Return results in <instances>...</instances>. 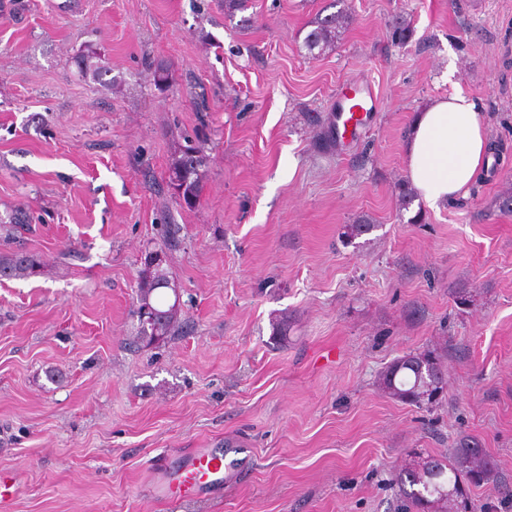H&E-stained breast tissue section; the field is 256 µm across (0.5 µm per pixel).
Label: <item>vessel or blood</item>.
I'll use <instances>...</instances> for the list:
<instances>
[{
    "label": "vessel or blood",
    "mask_w": 512,
    "mask_h": 512,
    "mask_svg": "<svg viewBox=\"0 0 512 512\" xmlns=\"http://www.w3.org/2000/svg\"><path fill=\"white\" fill-rule=\"evenodd\" d=\"M369 117L370 111L366 108L337 112L333 127L339 141L346 144L359 136ZM248 463L245 449L232 444L220 450L191 449L175 465L168 456H160L154 464V495L164 501L178 502L209 494L236 481Z\"/></svg>",
    "instance_id": "b4317fda"
}]
</instances>
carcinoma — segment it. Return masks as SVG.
Listing matches in <instances>:
<instances>
[{"label": "carcinoma", "mask_w": 512, "mask_h": 512, "mask_svg": "<svg viewBox=\"0 0 512 512\" xmlns=\"http://www.w3.org/2000/svg\"><path fill=\"white\" fill-rule=\"evenodd\" d=\"M350 17L346 8L313 21L303 47L308 53L326 52L335 46ZM207 168V157L194 146H186L169 163L168 183L173 190L184 189L186 205L198 200ZM36 260L27 255L0 256V278H21L32 274ZM171 279L164 262L144 261L135 288L138 324L137 343L151 346L170 339L180 328V308L165 301ZM443 353L428 351L397 358L383 372L381 385L392 397L418 407H431L442 391ZM488 463L477 448H461L446 460H428L398 477L399 491L411 507L420 512H448V503L463 496V486L479 484L488 476Z\"/></svg>", "instance_id": "1"}]
</instances>
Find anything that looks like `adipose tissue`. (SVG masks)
I'll list each match as a JSON object with an SVG mask.
<instances>
[{"label": "adipose tissue", "mask_w": 512, "mask_h": 512, "mask_svg": "<svg viewBox=\"0 0 512 512\" xmlns=\"http://www.w3.org/2000/svg\"><path fill=\"white\" fill-rule=\"evenodd\" d=\"M492 152L491 140L469 96L435 97L417 112L403 142V163L416 194L430 208L466 194Z\"/></svg>", "instance_id": "obj_1"}]
</instances>
